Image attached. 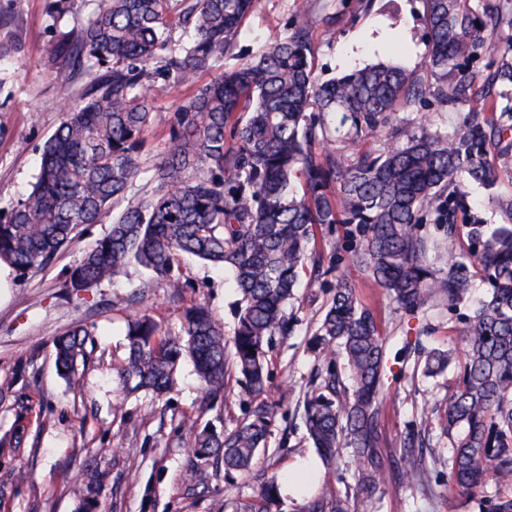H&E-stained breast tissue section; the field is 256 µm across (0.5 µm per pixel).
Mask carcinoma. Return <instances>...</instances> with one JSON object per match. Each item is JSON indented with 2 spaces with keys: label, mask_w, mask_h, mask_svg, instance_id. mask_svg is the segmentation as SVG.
Masks as SVG:
<instances>
[{
  "label": "carcinoma",
  "mask_w": 512,
  "mask_h": 512,
  "mask_svg": "<svg viewBox=\"0 0 512 512\" xmlns=\"http://www.w3.org/2000/svg\"><path fill=\"white\" fill-rule=\"evenodd\" d=\"M169 2L101 0L84 29L54 36L48 66L72 69L80 86L44 144L32 189L0 217V263L19 272L46 267L83 227L113 212L109 234L71 268L65 288L76 298L130 266L177 292L183 256L230 272L240 294L231 339L200 302L182 309L175 334L138 311L127 323L128 354L117 371L122 397L161 396L187 355L207 409L224 401L233 377L244 378L251 405L233 429L186 422V451L203 485L208 469L226 478L246 474L268 450L273 340L293 332L287 308L301 277L329 289L307 341L318 365L301 414L326 475L298 512H371L392 457L381 432L385 379L403 372L394 369L400 358L387 354L377 314L337 275L343 255L324 251L323 230L343 226L349 261L407 315L456 307L472 268L490 292L463 330V356L428 349L419 335L403 351L417 356L425 377L457 370L437 420L452 448L448 486L483 512H512V194L496 197L504 222L492 231L464 207L466 183H512V32L494 44L485 36L512 14V0H422L425 80L379 63L326 82L313 72L308 17L224 70L216 62L256 0H181L178 20L192 38L178 53L169 51ZM483 51L498 54L488 69L462 67ZM148 66L178 83L212 72L176 107L164 152L149 167L152 108L136 92ZM426 97L461 110L452 133L426 120L414 128L390 124L395 110ZM382 130L387 147L364 148ZM146 172V195L128 196ZM427 224L465 241L450 267L441 266L444 247L423 230ZM94 336L93 327L78 324L54 341L57 369L74 384ZM428 447L424 434L408 438L404 477L431 494L429 475L441 461L425 456ZM345 453L352 483L342 493L329 474ZM107 477L97 465L86 471L79 512H97ZM279 480L276 472L264 475L255 495L224 500L222 512H286ZM490 485L493 495L486 494Z\"/></svg>",
  "instance_id": "cac0c4a2"
}]
</instances>
